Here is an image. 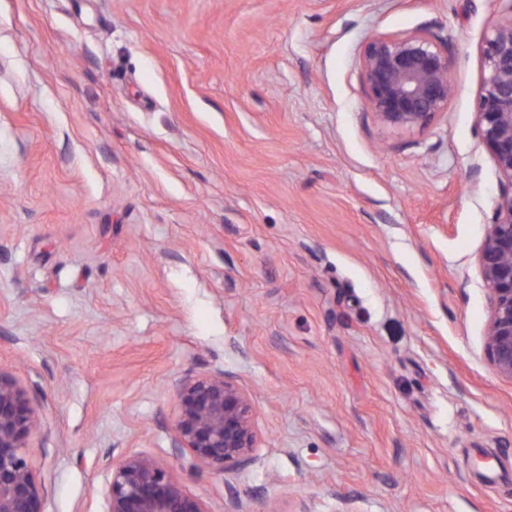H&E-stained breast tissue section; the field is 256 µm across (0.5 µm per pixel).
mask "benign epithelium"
Masks as SVG:
<instances>
[{"instance_id":"obj_1","label":"benign epithelium","mask_w":512,"mask_h":512,"mask_svg":"<svg viewBox=\"0 0 512 512\" xmlns=\"http://www.w3.org/2000/svg\"><path fill=\"white\" fill-rule=\"evenodd\" d=\"M484 76L477 125L502 177L501 189L478 255L488 291L485 358L512 381V19L492 26L482 50ZM448 48L426 31L370 36L362 74L381 124L423 129L448 111L453 96ZM172 447L186 449L192 465L224 472L246 461L258 443L252 398L222 372L189 375L177 383ZM41 421L27 390L0 371V512H44V494L25 448ZM106 512H211L183 488L173 469L144 454L112 464Z\"/></svg>"}]
</instances>
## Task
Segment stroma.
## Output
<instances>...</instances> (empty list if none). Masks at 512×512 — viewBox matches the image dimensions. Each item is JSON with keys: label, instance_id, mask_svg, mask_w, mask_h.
Returning <instances> with one entry per match:
<instances>
[{"label": "stroma", "instance_id": "stroma-1", "mask_svg": "<svg viewBox=\"0 0 512 512\" xmlns=\"http://www.w3.org/2000/svg\"><path fill=\"white\" fill-rule=\"evenodd\" d=\"M506 0H0V369L41 417L45 512H105L112 459L211 512H512V382L483 353L500 175L478 131ZM429 28L455 93L382 125L375 33ZM224 372L257 448L171 446Z\"/></svg>", "mask_w": 512, "mask_h": 512}]
</instances>
